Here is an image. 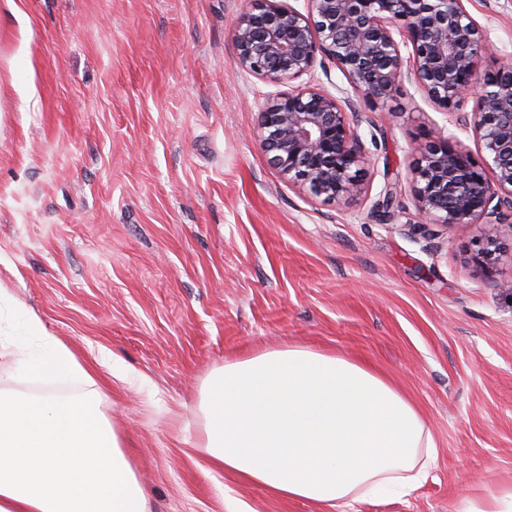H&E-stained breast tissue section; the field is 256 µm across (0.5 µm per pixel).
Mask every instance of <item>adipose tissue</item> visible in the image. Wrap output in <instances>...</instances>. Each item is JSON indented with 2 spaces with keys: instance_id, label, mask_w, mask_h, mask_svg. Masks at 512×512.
<instances>
[{
  "instance_id": "obj_1",
  "label": "adipose tissue",
  "mask_w": 512,
  "mask_h": 512,
  "mask_svg": "<svg viewBox=\"0 0 512 512\" xmlns=\"http://www.w3.org/2000/svg\"><path fill=\"white\" fill-rule=\"evenodd\" d=\"M27 373L84 376L49 340L18 359ZM101 393L32 399L0 377V512H146V496ZM211 463L322 512L411 495L436 444L413 402L365 362L303 346L226 360L198 403ZM455 512H512V483L460 495Z\"/></svg>"
}]
</instances>
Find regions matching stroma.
I'll use <instances>...</instances> for the list:
<instances>
[{
	"mask_svg": "<svg viewBox=\"0 0 512 512\" xmlns=\"http://www.w3.org/2000/svg\"><path fill=\"white\" fill-rule=\"evenodd\" d=\"M492 69L512 57V0H464ZM247 0H0V287L95 374L99 410L148 491L147 512H318L212 466L199 391L225 359L305 345L361 357L431 430L430 478L352 512H454L476 481L512 480V262L469 260L484 225L427 237L418 144L471 133L411 81L367 103L328 58L299 77L351 98L366 189L326 202L288 182L254 131L287 83L239 62ZM392 190L394 220L375 202ZM0 312V374L28 396L84 391L22 376Z\"/></svg>",
	"mask_w": 512,
	"mask_h": 512,
	"instance_id": "obj_1",
	"label": "stroma"
}]
</instances>
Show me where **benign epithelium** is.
<instances>
[{
  "label": "benign epithelium",
  "mask_w": 512,
  "mask_h": 512,
  "mask_svg": "<svg viewBox=\"0 0 512 512\" xmlns=\"http://www.w3.org/2000/svg\"><path fill=\"white\" fill-rule=\"evenodd\" d=\"M308 14L249 0L233 33L241 64L271 81L311 72L318 57L331 60L350 86L371 104L393 99L404 78L418 85L456 124L472 132L480 155L439 138L415 147L412 192L416 227L446 229L486 224L471 261L487 273L504 253L500 232L512 236V61L479 75L488 53L484 30L463 0H308ZM403 22L402 57L392 27ZM475 94L472 112H459ZM351 100L313 86L293 87L259 112L256 135L271 164L288 180L328 202H347L364 189L367 158L351 130Z\"/></svg>",
  "instance_id": "7a95c632"
}]
</instances>
